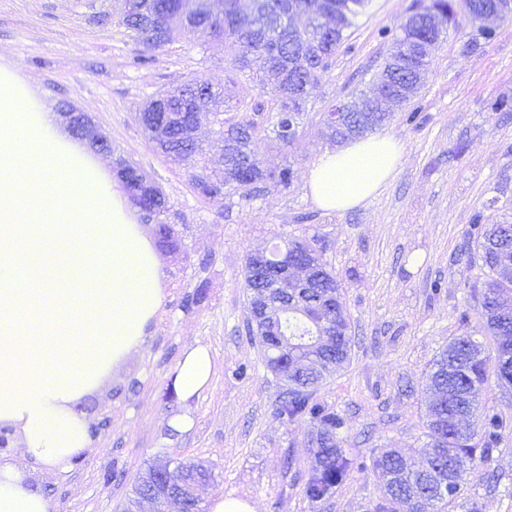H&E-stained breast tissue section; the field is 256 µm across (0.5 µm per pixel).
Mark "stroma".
<instances>
[{
  "label": "stroma",
  "instance_id": "obj_1",
  "mask_svg": "<svg viewBox=\"0 0 512 512\" xmlns=\"http://www.w3.org/2000/svg\"><path fill=\"white\" fill-rule=\"evenodd\" d=\"M411 4L369 0L315 90L299 140L287 147L274 137L256 79L231 69L223 44L206 32L177 39L143 65L130 32L96 21L102 10L119 16L121 0H0V66L15 70L52 114L86 113L112 146L97 161L111 176L118 162L132 164L161 187L165 220L180 241L177 251L157 252L167 295L143 348L76 406L100 427L90 450L66 469L31 473L51 512H120L140 472L175 459L212 468L217 480L203 490L206 500L247 498L256 512H373L382 495L373 457L387 448L422 457V381L433 359L463 334L495 352L473 297L484 271L465 253L474 214L512 223V20L496 21L494 38L470 51L474 29L460 18L457 31L431 47L419 94L383 127L403 152L395 177L374 198L328 213L305 186L318 156L337 147L324 105L370 89L390 48L379 32L399 24ZM192 76L223 86L228 118H254V152L264 168L291 167L289 187L265 182L249 197L231 193L217 202L193 194L191 168L164 157L137 121L149 97ZM410 110L417 122H407ZM293 237L323 244L355 334L349 363L332 370L317 392L343 415L341 445L354 466L318 503L304 494L312 428L276 413L286 384L247 333L246 256ZM203 281L207 298L192 304ZM196 343L209 347L215 370L209 389L185 405L168 375ZM183 412L193 426L173 432L168 421ZM473 500L481 512H512V430L494 462L467 470L443 512H468Z\"/></svg>",
  "mask_w": 512,
  "mask_h": 512
}]
</instances>
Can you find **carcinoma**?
<instances>
[{"label": "carcinoma", "mask_w": 512, "mask_h": 512, "mask_svg": "<svg viewBox=\"0 0 512 512\" xmlns=\"http://www.w3.org/2000/svg\"><path fill=\"white\" fill-rule=\"evenodd\" d=\"M254 19L243 25L237 0H221L213 10L209 0H124L118 24L132 32L143 46L138 58L142 64L153 53L171 44L176 37L198 28L224 42L230 49V65L240 71L261 72V88L270 95L271 109L276 112L275 132L279 142L294 145L299 138L309 99L333 57L356 26L368 0H254ZM417 20L400 22L395 29L382 31L390 39L393 53L406 42L432 45L456 27L452 0H417L413 8ZM307 17L304 32L294 28L293 16ZM423 74L402 82L403 91L394 105L402 109L412 102L424 83L428 71L427 54L418 63ZM166 112L168 145L156 143L157 149L174 162L201 163L197 133L201 130L224 141L233 137L236 147L225 167L208 175H195L191 187L202 200H222L226 192H246L253 185L254 163L260 159L250 148L256 123L247 117L235 122L224 119V90L209 81L194 77L174 91H164L142 108L143 129L151 132L154 105ZM387 111L379 119L364 124L351 133L328 128L329 137L337 142L363 136L392 118ZM129 203L138 209L155 208L160 217L168 211L167 199L158 189L151 198L138 194L133 167L119 171ZM473 243L468 258L481 262L488 276L477 292L480 317L488 335L497 343L495 357L483 346L466 349L468 336L455 337L433 361L424 379V391L430 395L427 407L428 448L425 466L419 468L395 449L385 450L372 460L381 483L382 497L376 512H428L457 496L468 466L489 463L501 451L508 423L493 409L480 406V397L490 379L497 385H512V224H488L478 214L469 231ZM288 252L308 258L314 283L308 298L312 310L291 313L276 320L275 300L270 295L267 316L249 314L248 331L263 347L265 360L288 358V383L304 390L290 393L279 402L277 413L289 420L308 419L314 425L315 449L305 485L311 501L328 496L348 476L352 460L347 458L338 437L343 418L321 405L315 397L324 380L317 367V357L343 367L350 358V322L344 302L341 280L322 260V251L312 243L292 238L284 241ZM293 337L296 350L284 355L266 346L261 337L276 327ZM183 476L193 482L213 480L211 471L195 460L179 463Z\"/></svg>", "instance_id": "1"}]
</instances>
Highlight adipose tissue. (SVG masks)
I'll return each mask as SVG.
<instances>
[{"instance_id":"ef3b65f1","label":"adipose tissue","mask_w":512,"mask_h":512,"mask_svg":"<svg viewBox=\"0 0 512 512\" xmlns=\"http://www.w3.org/2000/svg\"><path fill=\"white\" fill-rule=\"evenodd\" d=\"M401 157L402 146L391 135L352 140L317 158L306 176L308 195L326 212L361 207L394 178ZM213 373L209 348L189 346L172 370L170 386L185 404L209 387ZM0 512H50L48 500L33 490L28 473L6 460H0Z\"/></svg>"}]
</instances>
